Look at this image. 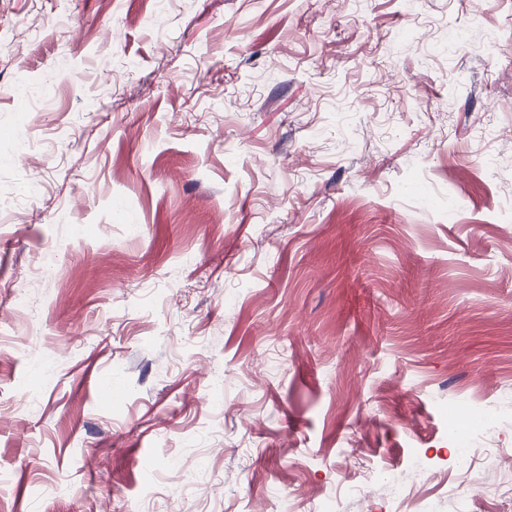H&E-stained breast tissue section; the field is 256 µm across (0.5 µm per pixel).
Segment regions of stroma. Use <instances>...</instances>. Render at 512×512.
I'll list each match as a JSON object with an SVG mask.
<instances>
[{
	"mask_svg": "<svg viewBox=\"0 0 512 512\" xmlns=\"http://www.w3.org/2000/svg\"><path fill=\"white\" fill-rule=\"evenodd\" d=\"M67 30L0 0V512H394L412 469L420 512H512L480 481L512 0H69ZM58 80V72L47 71L38 86H33L26 81H19L14 85L12 92L27 104L36 103V101L48 98L53 93Z\"/></svg>",
	"mask_w": 512,
	"mask_h": 512,
	"instance_id": "obj_1",
	"label": "stroma"
}]
</instances>
